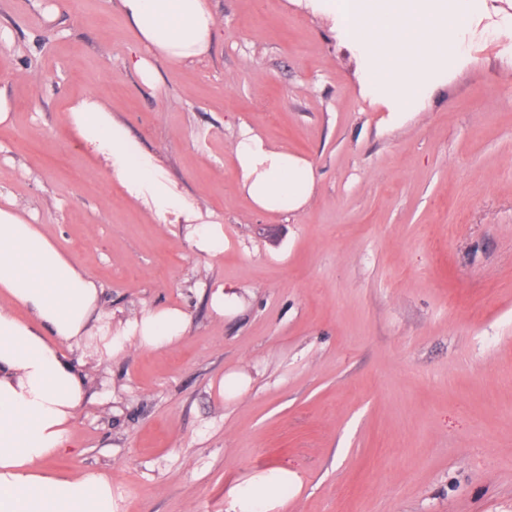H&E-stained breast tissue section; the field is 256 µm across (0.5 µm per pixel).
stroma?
I'll return each mask as SVG.
<instances>
[{
  "label": "stroma",
  "mask_w": 512,
  "mask_h": 512,
  "mask_svg": "<svg viewBox=\"0 0 512 512\" xmlns=\"http://www.w3.org/2000/svg\"><path fill=\"white\" fill-rule=\"evenodd\" d=\"M222 34L148 86L115 0H0V205L90 273L113 323L176 305L173 346L63 351L91 401L50 468L95 470L120 512H226L244 475L301 478L284 512H512V0L454 24L458 54L417 109L367 92L363 58L317 0H211ZM111 111L224 226L198 253L74 141L69 107ZM307 159L300 212L238 190L240 124ZM247 305L216 316L209 296ZM251 378L225 400L224 374ZM244 306L245 299L235 288L220 285L211 293V307L220 317L236 315Z\"/></svg>",
  "instance_id": "35a3bbf8"
}]
</instances>
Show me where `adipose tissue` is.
I'll use <instances>...</instances> for the list:
<instances>
[{
  "label": "adipose tissue",
  "instance_id": "adipose-tissue-1",
  "mask_svg": "<svg viewBox=\"0 0 512 512\" xmlns=\"http://www.w3.org/2000/svg\"><path fill=\"white\" fill-rule=\"evenodd\" d=\"M350 40L361 47L364 82L380 97L414 107L455 43L451 21L476 0H322ZM146 54L134 61L140 80L153 84L160 60L205 57L219 27L209 0H118ZM67 123L74 139L103 158L111 175L161 224H180L198 252L224 249V228L204 220L93 98L73 105ZM239 190L256 210L301 211L315 191L311 163L271 147L241 125L231 150ZM188 327L177 307L144 311L113 332L91 275L65 257L37 225L0 207V512H118L109 476L93 471L58 476L50 463L71 443L69 425L88 397V385L62 343L95 340L106 356L128 342L159 350ZM300 486L294 471H257L226 492V512H279Z\"/></svg>",
  "mask_w": 512,
  "mask_h": 512
}]
</instances>
